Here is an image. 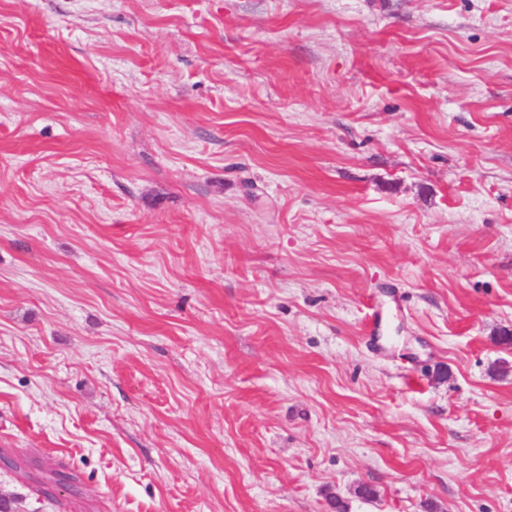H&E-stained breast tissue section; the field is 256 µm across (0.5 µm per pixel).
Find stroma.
I'll list each match as a JSON object with an SVG mask.
<instances>
[{
	"label": "stroma",
	"instance_id": "obj_1",
	"mask_svg": "<svg viewBox=\"0 0 512 512\" xmlns=\"http://www.w3.org/2000/svg\"><path fill=\"white\" fill-rule=\"evenodd\" d=\"M507 332L512 0H0L18 512H512Z\"/></svg>",
	"mask_w": 512,
	"mask_h": 512
}]
</instances>
